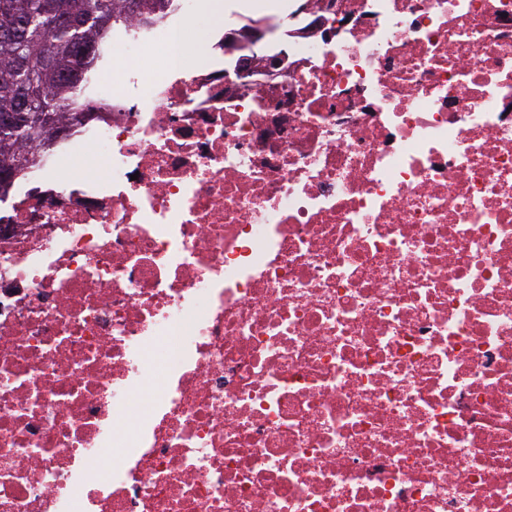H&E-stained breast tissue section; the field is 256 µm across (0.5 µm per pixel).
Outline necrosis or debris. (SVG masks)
Wrapping results in <instances>:
<instances>
[{
  "mask_svg": "<svg viewBox=\"0 0 512 512\" xmlns=\"http://www.w3.org/2000/svg\"><path fill=\"white\" fill-rule=\"evenodd\" d=\"M306 2L0 198V512H512V0ZM258 29L251 30L243 38L235 37V46L242 52L238 63V74L241 82L237 84H228L225 91L230 94H238L246 90L248 87L247 78L256 73L266 70L265 66L268 64V59L262 57L261 50L258 49L259 44Z\"/></svg>",
  "mask_w": 512,
  "mask_h": 512,
  "instance_id": "obj_1",
  "label": "necrosis or debris"
}]
</instances>
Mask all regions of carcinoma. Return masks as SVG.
<instances>
[{"label":"carcinoma","instance_id":"carcinoma-1","mask_svg":"<svg viewBox=\"0 0 512 512\" xmlns=\"http://www.w3.org/2000/svg\"><path fill=\"white\" fill-rule=\"evenodd\" d=\"M84 13L82 27L57 26V15L68 2ZM124 0H0V30L17 18L30 22L26 36L0 40V114L14 110L24 98L29 111L46 114L50 122L0 130V172L11 176L36 164L59 140V130L84 123L91 97L82 90L84 74L108 64L112 39L123 33L130 14ZM149 27L173 11V0H140ZM95 45L92 55L74 52L77 41Z\"/></svg>","mask_w":512,"mask_h":512}]
</instances>
